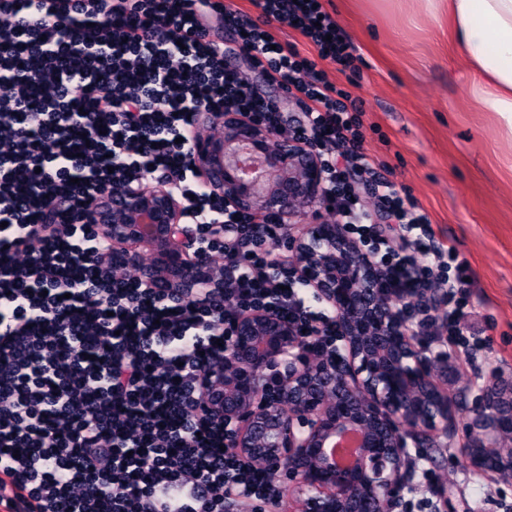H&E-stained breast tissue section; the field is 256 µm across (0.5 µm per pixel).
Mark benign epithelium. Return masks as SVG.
Instances as JSON below:
<instances>
[{
  "instance_id": "7a95c632",
  "label": "benign epithelium",
  "mask_w": 512,
  "mask_h": 512,
  "mask_svg": "<svg viewBox=\"0 0 512 512\" xmlns=\"http://www.w3.org/2000/svg\"><path fill=\"white\" fill-rule=\"evenodd\" d=\"M218 125L216 138L188 142L187 160L203 192L224 209L285 225L282 250L294 255L290 269L303 288L330 308L326 324L336 335L330 354L314 358L294 322L269 308L238 316L236 336L224 348V367L213 373L220 392L209 403L213 418L231 429L233 448L267 467L272 480H288L303 512H391L407 479L409 442L430 433L457 436L458 404L431 384V359L409 339L398 299L379 288L371 252L344 224H299L306 207L326 194V170L317 147L299 130L284 140L237 112H201ZM173 183L140 177L119 193L104 186L92 203L110 226L112 245L133 261L147 250L160 275L190 297L216 286L183 220ZM281 382L279 412L269 395ZM470 465L512 472V378L494 375L472 394ZM360 435L352 464L332 460L331 438Z\"/></svg>"
}]
</instances>
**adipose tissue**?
Segmentation results:
<instances>
[{"label": "adipose tissue", "instance_id": "1", "mask_svg": "<svg viewBox=\"0 0 512 512\" xmlns=\"http://www.w3.org/2000/svg\"><path fill=\"white\" fill-rule=\"evenodd\" d=\"M448 29L470 63L472 97L512 134V0H448Z\"/></svg>", "mask_w": 512, "mask_h": 512}]
</instances>
